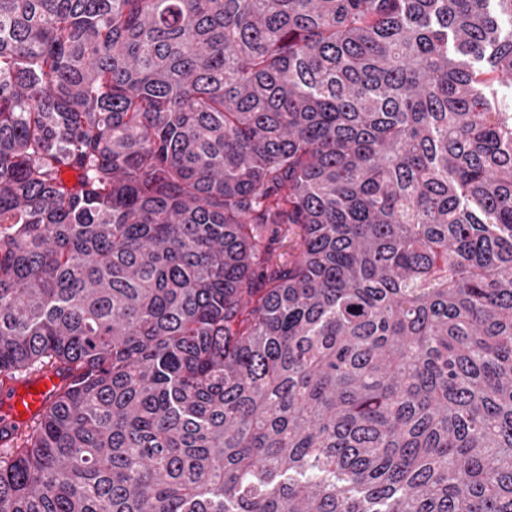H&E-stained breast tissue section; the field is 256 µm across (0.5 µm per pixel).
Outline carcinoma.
I'll return each mask as SVG.
<instances>
[{
  "label": "carcinoma",
  "instance_id": "carcinoma-1",
  "mask_svg": "<svg viewBox=\"0 0 512 512\" xmlns=\"http://www.w3.org/2000/svg\"><path fill=\"white\" fill-rule=\"evenodd\" d=\"M505 19L0 0V512H512ZM76 377L75 372L57 371L46 368L24 379L2 383L0 387V444L12 443L14 438L24 432L36 419L50 408L57 399L62 387L70 385ZM41 386L40 393H31L29 388ZM25 388V393H22ZM22 406L23 410H19Z\"/></svg>",
  "mask_w": 512,
  "mask_h": 512
}]
</instances>
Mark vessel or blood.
I'll list each match as a JSON object with an SVG mask.
<instances>
[{"label":"vessel or blood","instance_id":"1","mask_svg":"<svg viewBox=\"0 0 512 512\" xmlns=\"http://www.w3.org/2000/svg\"><path fill=\"white\" fill-rule=\"evenodd\" d=\"M75 375L47 368L26 378L0 384V444L12 443L50 408Z\"/></svg>","mask_w":512,"mask_h":512}]
</instances>
